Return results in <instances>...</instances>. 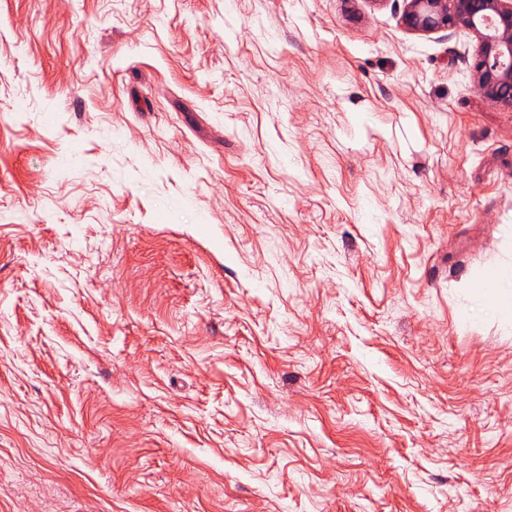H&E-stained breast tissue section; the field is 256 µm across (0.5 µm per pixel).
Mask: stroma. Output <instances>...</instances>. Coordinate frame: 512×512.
Instances as JSON below:
<instances>
[{
  "mask_svg": "<svg viewBox=\"0 0 512 512\" xmlns=\"http://www.w3.org/2000/svg\"><path fill=\"white\" fill-rule=\"evenodd\" d=\"M403 0H0V512H512V107Z\"/></svg>",
  "mask_w": 512,
  "mask_h": 512,
  "instance_id": "stroma-1",
  "label": "stroma"
}]
</instances>
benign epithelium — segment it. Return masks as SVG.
<instances>
[{
  "mask_svg": "<svg viewBox=\"0 0 512 512\" xmlns=\"http://www.w3.org/2000/svg\"><path fill=\"white\" fill-rule=\"evenodd\" d=\"M401 21L414 32L466 27L479 40L470 67L480 94L512 107V0H405Z\"/></svg>",
  "mask_w": 512,
  "mask_h": 512,
  "instance_id": "1",
  "label": "benign epithelium"
}]
</instances>
